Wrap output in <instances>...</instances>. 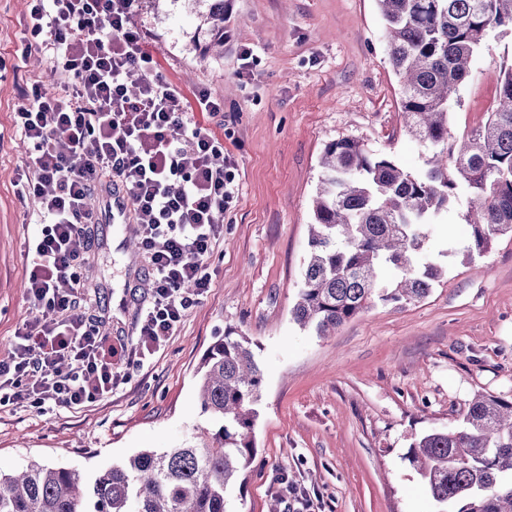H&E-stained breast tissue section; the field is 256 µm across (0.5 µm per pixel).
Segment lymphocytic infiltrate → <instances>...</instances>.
<instances>
[{
	"mask_svg": "<svg viewBox=\"0 0 512 512\" xmlns=\"http://www.w3.org/2000/svg\"><path fill=\"white\" fill-rule=\"evenodd\" d=\"M140 0H30L19 53L42 54L51 84L19 87L13 127L29 151L18 196L39 226L28 242L34 316L0 360V391L68 408L111 396L128 350L151 353L180 327L212 275L205 260L239 195L236 159L198 121L223 124L207 88L186 98L141 42ZM129 192L151 279L135 346L113 342L80 310L79 245L97 218L92 197Z\"/></svg>",
	"mask_w": 512,
	"mask_h": 512,
	"instance_id": "lymphocytic-infiltrate-1",
	"label": "lymphocytic infiltrate"
}]
</instances>
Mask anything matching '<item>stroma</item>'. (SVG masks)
I'll use <instances>...</instances> for the list:
<instances>
[{
	"mask_svg": "<svg viewBox=\"0 0 512 512\" xmlns=\"http://www.w3.org/2000/svg\"><path fill=\"white\" fill-rule=\"evenodd\" d=\"M29 0H0V55L13 57ZM224 52L205 53L187 0H141L142 42L185 94L208 87L224 100L218 129L237 163L239 197L206 260L210 290L157 352L125 368L111 398L74 410L0 399V471L36 460L85 475L143 449L191 441L209 426L198 367L225 331L246 336L264 373L256 454L235 484L229 512H268L278 476L305 490L316 512H435L407 459L415 438L458 426L483 392L512 397V235L471 263L447 258L468 237L466 201L428 228L425 250L448 272L415 304L377 303L329 336L303 331L292 308L309 251L311 201L324 147L353 138L410 171L425 149L406 129L376 0H226ZM256 64L240 71V53ZM512 35L474 59L448 123L453 136L482 122ZM29 56L0 75V360L30 319L26 247L37 226L16 195L25 149L12 127L17 83L46 79ZM116 230L95 224L82 252L81 304L113 340L135 342L147 296L145 262Z\"/></svg>",
	"mask_w": 512,
	"mask_h": 512,
	"instance_id": "1",
	"label": "stroma"
}]
</instances>
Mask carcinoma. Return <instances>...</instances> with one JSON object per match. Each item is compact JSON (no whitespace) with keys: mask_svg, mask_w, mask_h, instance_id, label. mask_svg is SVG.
<instances>
[{"mask_svg":"<svg viewBox=\"0 0 512 512\" xmlns=\"http://www.w3.org/2000/svg\"><path fill=\"white\" fill-rule=\"evenodd\" d=\"M209 50H224V0H193ZM399 77L408 132L429 150L424 168L345 138L327 144L312 201L309 257L292 309L301 328L328 336L375 302L427 297L445 272L424 250L426 227L467 193L465 260L512 233V64L500 69L492 112L449 141L448 105L474 56L512 31V0H377ZM390 268L394 281L382 279ZM199 400L212 427L194 442L142 450L94 479L77 468L29 462L0 472V512H227L226 494L256 448L263 372L243 338L224 334L202 359ZM408 460L437 512H512V398L477 394L453 430L412 443Z\"/></svg>","mask_w":512,"mask_h":512,"instance_id":"1","label":"carcinoma"}]
</instances>
